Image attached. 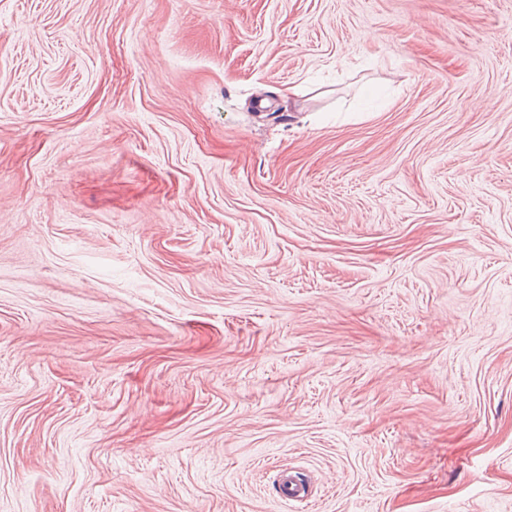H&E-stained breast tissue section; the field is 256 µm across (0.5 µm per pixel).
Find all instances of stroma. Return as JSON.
Returning <instances> with one entry per match:
<instances>
[{"label":"stroma","mask_w":512,"mask_h":512,"mask_svg":"<svg viewBox=\"0 0 512 512\" xmlns=\"http://www.w3.org/2000/svg\"><path fill=\"white\" fill-rule=\"evenodd\" d=\"M0 512H512V0H0Z\"/></svg>","instance_id":"stroma-1"}]
</instances>
